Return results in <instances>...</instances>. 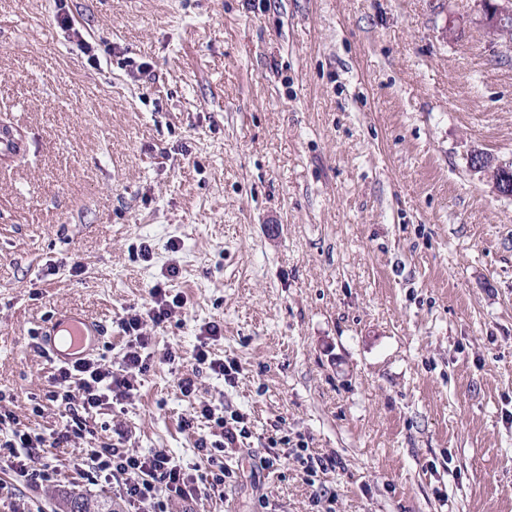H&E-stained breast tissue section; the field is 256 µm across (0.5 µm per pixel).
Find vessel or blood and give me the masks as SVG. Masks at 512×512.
<instances>
[{
  "label": "vessel or blood",
  "mask_w": 512,
  "mask_h": 512,
  "mask_svg": "<svg viewBox=\"0 0 512 512\" xmlns=\"http://www.w3.org/2000/svg\"><path fill=\"white\" fill-rule=\"evenodd\" d=\"M104 336L101 325L79 315L57 312L40 333V350L52 364L88 360Z\"/></svg>",
  "instance_id": "obj_1"
}]
</instances>
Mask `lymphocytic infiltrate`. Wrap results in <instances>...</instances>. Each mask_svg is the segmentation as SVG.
I'll return each mask as SVG.
<instances>
[{"mask_svg":"<svg viewBox=\"0 0 512 512\" xmlns=\"http://www.w3.org/2000/svg\"><path fill=\"white\" fill-rule=\"evenodd\" d=\"M185 304L181 294L154 286L151 303L144 312L128 315L121 322L127 339V351L120 368H112L105 359L81 361L71 366L55 367L51 374V388L45 398L80 407L81 415L71 416L61 428L43 435L20 428L15 415L0 410V466L17 473L26 472L28 462L35 454L47 448H68L76 439L89 434L86 417L108 403H122L130 399L139 375L148 368L144 355L149 338L145 324L160 326ZM221 337L218 324L203 326L193 350L196 364L207 366L214 374L234 382L240 371L235 360L215 356L213 342ZM196 416L213 422L220 431L218 439L205 437L197 441L198 451L206 457L209 468L203 473L183 469L162 450L139 455L118 448L108 442L91 449L90 465L85 472L90 483H107L117 498L129 503L135 512H169L172 502H193L212 492L223 491L234 476L225 464L224 456L239 447L248 434L244 416L225 415L210 402H200Z\"/></svg>","mask_w":512,"mask_h":512,"instance_id":"1","label":"lymphocytic infiltrate"}]
</instances>
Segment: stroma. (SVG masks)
<instances>
[{
  "instance_id": "35a3bbf8",
  "label": "stroma",
  "mask_w": 512,
  "mask_h": 512,
  "mask_svg": "<svg viewBox=\"0 0 512 512\" xmlns=\"http://www.w3.org/2000/svg\"><path fill=\"white\" fill-rule=\"evenodd\" d=\"M75 28L148 74L89 64L55 0H0V408L49 432L56 311L120 323L156 284L186 300L147 327L130 400L94 436L0 468V512H52L110 437L206 468L196 403L244 413L223 495L171 512H512V197L468 165H512V62L477 0H65ZM450 34H443V27ZM81 273H74V264ZM177 268L169 277V268ZM234 383L196 365L202 326ZM195 373L183 396L176 379ZM276 470L263 461L272 435ZM335 456L308 484L291 450Z\"/></svg>"
}]
</instances>
